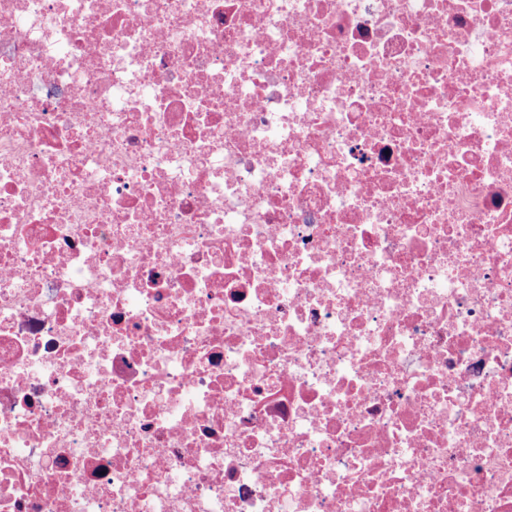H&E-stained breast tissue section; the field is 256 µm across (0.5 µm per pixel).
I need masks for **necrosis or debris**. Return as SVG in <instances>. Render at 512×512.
Masks as SVG:
<instances>
[{"label": "necrosis or debris", "instance_id": "4bbe7bcc", "mask_svg": "<svg viewBox=\"0 0 512 512\" xmlns=\"http://www.w3.org/2000/svg\"><path fill=\"white\" fill-rule=\"evenodd\" d=\"M0 512H512V0H0Z\"/></svg>", "mask_w": 512, "mask_h": 512}]
</instances>
